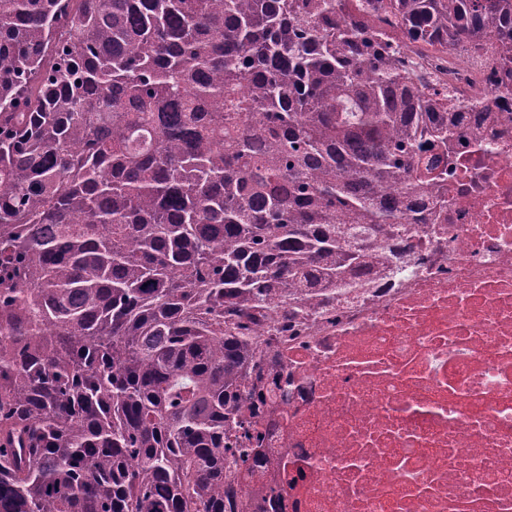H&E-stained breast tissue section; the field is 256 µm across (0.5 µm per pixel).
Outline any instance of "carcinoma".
Instances as JSON below:
<instances>
[{
    "instance_id": "obj_1",
    "label": "carcinoma",
    "mask_w": 512,
    "mask_h": 512,
    "mask_svg": "<svg viewBox=\"0 0 512 512\" xmlns=\"http://www.w3.org/2000/svg\"><path fill=\"white\" fill-rule=\"evenodd\" d=\"M512 0H0V512H258L257 328L405 272Z\"/></svg>"
}]
</instances>
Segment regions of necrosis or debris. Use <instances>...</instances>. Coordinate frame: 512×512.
I'll return each mask as SVG.
<instances>
[{
    "mask_svg": "<svg viewBox=\"0 0 512 512\" xmlns=\"http://www.w3.org/2000/svg\"><path fill=\"white\" fill-rule=\"evenodd\" d=\"M470 123L448 163V209L414 225L410 271L337 293L267 337L283 364L224 456L262 446L285 490L264 512H512V94L488 59L426 54Z\"/></svg>",
    "mask_w": 512,
    "mask_h": 512,
    "instance_id": "necrosis-or-debris-1",
    "label": "necrosis or debris"
}]
</instances>
